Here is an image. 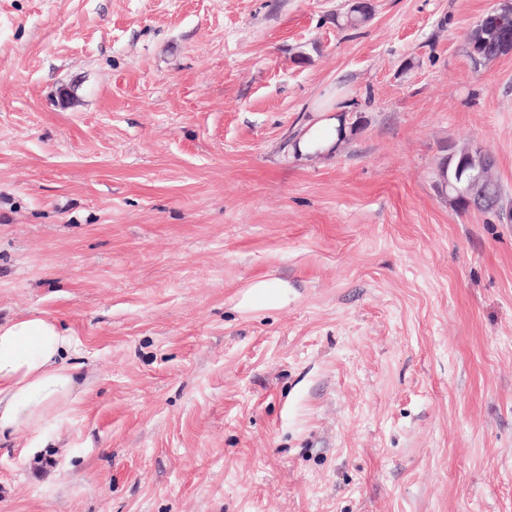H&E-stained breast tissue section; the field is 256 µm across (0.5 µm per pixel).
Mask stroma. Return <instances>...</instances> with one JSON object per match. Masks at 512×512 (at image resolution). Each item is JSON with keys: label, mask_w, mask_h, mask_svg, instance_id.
I'll use <instances>...</instances> for the list:
<instances>
[{"label": "stroma", "mask_w": 512, "mask_h": 512, "mask_svg": "<svg viewBox=\"0 0 512 512\" xmlns=\"http://www.w3.org/2000/svg\"><path fill=\"white\" fill-rule=\"evenodd\" d=\"M371 5L0 0V322L79 342L0 512H512V224L438 187L477 145L512 205V52L495 0ZM485 16V17H484ZM478 24L471 30L468 37L469 52L472 59L476 62H488L507 54L508 50L502 49L499 43H496L490 30L487 29L484 15ZM489 34L490 36H487ZM346 102L336 89L326 90L314 109V112H321L319 119L300 136L297 143L301 155L329 151L347 135L348 125L344 115L348 110Z\"/></svg>", "instance_id": "obj_1"}]
</instances>
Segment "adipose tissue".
<instances>
[{
    "instance_id": "ef3b65f1",
    "label": "adipose tissue",
    "mask_w": 512,
    "mask_h": 512,
    "mask_svg": "<svg viewBox=\"0 0 512 512\" xmlns=\"http://www.w3.org/2000/svg\"><path fill=\"white\" fill-rule=\"evenodd\" d=\"M317 110L318 120L297 143L300 154L329 151L348 133V106L336 90H326ZM77 346L72 334L46 316L0 324V439L59 422L61 405L77 399L76 375L66 362Z\"/></svg>"
}]
</instances>
